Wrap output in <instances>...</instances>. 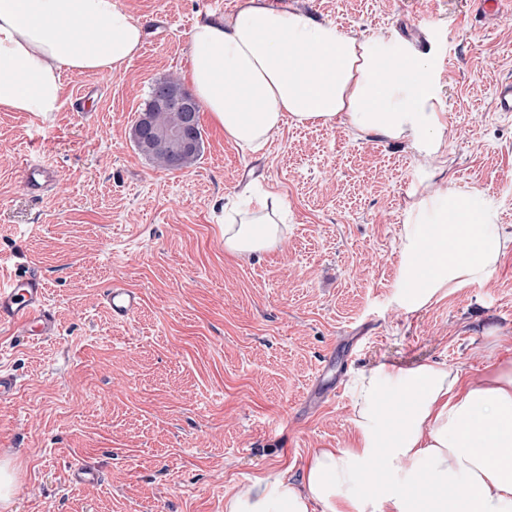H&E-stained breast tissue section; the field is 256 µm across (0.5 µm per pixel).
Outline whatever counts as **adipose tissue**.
Wrapping results in <instances>:
<instances>
[{"label": "adipose tissue", "mask_w": 512, "mask_h": 512, "mask_svg": "<svg viewBox=\"0 0 512 512\" xmlns=\"http://www.w3.org/2000/svg\"><path fill=\"white\" fill-rule=\"evenodd\" d=\"M144 29L121 0H0V110L49 117L63 73H119ZM195 97L245 151L285 123L345 124L360 139L400 141L418 158L443 154L433 63L406 41L360 39L335 22L266 0L205 12L190 34ZM271 196L224 215V249L245 257L283 239ZM512 249L494 201L422 186L401 226L395 300L405 312L440 293L485 283ZM354 441L314 450L300 477L256 479L224 512H512V366L463 379L442 362L354 370Z\"/></svg>", "instance_id": "ef3b65f1"}]
</instances>
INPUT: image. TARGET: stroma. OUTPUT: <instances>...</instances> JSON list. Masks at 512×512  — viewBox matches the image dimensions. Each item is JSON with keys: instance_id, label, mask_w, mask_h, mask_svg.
Listing matches in <instances>:
<instances>
[{"instance_id": "35a3bbf8", "label": "stroma", "mask_w": 512, "mask_h": 512, "mask_svg": "<svg viewBox=\"0 0 512 512\" xmlns=\"http://www.w3.org/2000/svg\"><path fill=\"white\" fill-rule=\"evenodd\" d=\"M145 29L118 74L64 75L59 112L0 111V282L41 270L59 326L28 343L0 327V369L20 381L0 401V460L18 489L0 512H224L255 478L298 480L314 449L353 439L351 371L445 362L481 374L512 362V250L482 285L407 313L394 303L398 234L421 180L396 142L284 125L259 153L201 112L197 163L167 171L130 130L155 81L184 79L199 14L238 0H122ZM366 39L399 36L429 56L446 125L431 183L493 197L512 226V0H269ZM55 169L40 198L26 167ZM255 181L288 212L278 248L224 251L214 206ZM140 309L113 318L111 282ZM89 461L106 477L68 485Z\"/></svg>"}]
</instances>
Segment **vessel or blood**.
Wrapping results in <instances>:
<instances>
[{
    "instance_id": "vessel-or-blood-1",
    "label": "vessel or blood",
    "mask_w": 512,
    "mask_h": 512,
    "mask_svg": "<svg viewBox=\"0 0 512 512\" xmlns=\"http://www.w3.org/2000/svg\"><path fill=\"white\" fill-rule=\"evenodd\" d=\"M54 179V170L44 166L30 167L23 174V184L32 194L43 193ZM105 301L113 317L124 320L139 309L141 297L135 290L115 283L107 290ZM0 325L12 327L32 342L57 335L58 326L46 302L45 280L37 271L0 284ZM68 480L79 486L95 485L101 483L102 472L95 465L81 462L71 466Z\"/></svg>"
}]
</instances>
